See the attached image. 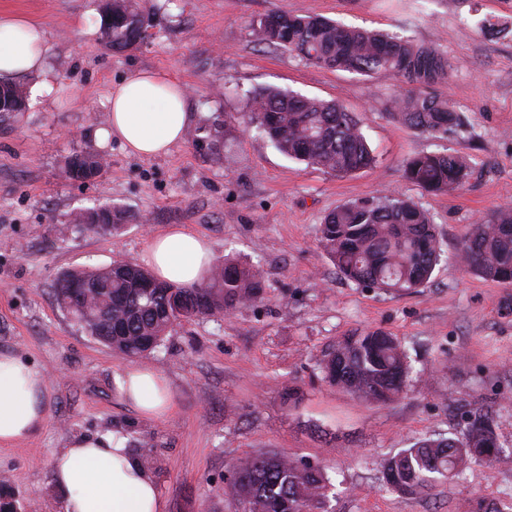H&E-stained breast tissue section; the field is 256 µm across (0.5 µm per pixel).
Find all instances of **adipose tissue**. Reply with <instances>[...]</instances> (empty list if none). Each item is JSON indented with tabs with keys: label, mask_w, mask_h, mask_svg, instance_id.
<instances>
[{
	"label": "adipose tissue",
	"mask_w": 512,
	"mask_h": 512,
	"mask_svg": "<svg viewBox=\"0 0 512 512\" xmlns=\"http://www.w3.org/2000/svg\"><path fill=\"white\" fill-rule=\"evenodd\" d=\"M49 50L42 25L0 13V76L32 77L28 92L34 101L54 81ZM109 103L108 126L96 131V138L116 140L139 157L167 155L183 141L191 119L185 87L156 72L125 79ZM211 259L209 242L178 225L152 236L144 255L156 278L184 288L203 281ZM112 381L119 400L142 417L162 418L174 410L169 382L154 368L134 362L116 370ZM46 387L43 373L14 352L0 350V445H15L45 428ZM50 474L63 493L62 512H166L154 477L115 432L73 437L53 457Z\"/></svg>",
	"instance_id": "1"
}]
</instances>
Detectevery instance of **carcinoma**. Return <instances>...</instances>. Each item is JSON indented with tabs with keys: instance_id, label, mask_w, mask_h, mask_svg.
I'll return each instance as SVG.
<instances>
[{
	"instance_id": "1",
	"label": "carcinoma",
	"mask_w": 512,
	"mask_h": 512,
	"mask_svg": "<svg viewBox=\"0 0 512 512\" xmlns=\"http://www.w3.org/2000/svg\"><path fill=\"white\" fill-rule=\"evenodd\" d=\"M150 15L137 0H112V16L100 26L104 46L114 52L139 48ZM255 41L294 53L330 70L381 75L413 87L390 101L393 116L411 129L437 137L456 134L463 125L448 97L431 92L450 77L448 58L438 50L394 34L340 25L320 16L274 11L251 24ZM27 95L15 83L0 81V122L26 109ZM250 122L285 156L337 176L376 163L359 120L342 104L264 87L250 99ZM98 156L76 153L67 162L71 179L98 174ZM404 178L429 193L465 186L472 174L457 153H422L402 162ZM128 221L121 208L94 206L72 214L70 225L96 231L100 224L119 231ZM319 246L336 274L362 288L395 294L428 287L440 261V245L431 215L412 199L392 191L342 204L319 229ZM466 268L488 280L512 283V208L497 210L472 225L459 248ZM83 285L75 296L71 281ZM265 283L257 266L229 256L218 263L209 282L183 288L159 281L123 259L112 270L68 271L54 283L57 302L76 324L113 351L131 358L156 351L173 325L195 318H216L263 300ZM322 380L366 403H384L404 391L410 365L402 342L381 331L345 336L321 362ZM464 439H426L384 463L387 484L403 494L431 491L434 484L476 458L497 460L492 418L466 414ZM332 483L318 466L276 452L262 453L234 467L224 495L241 512H328Z\"/></svg>"
}]
</instances>
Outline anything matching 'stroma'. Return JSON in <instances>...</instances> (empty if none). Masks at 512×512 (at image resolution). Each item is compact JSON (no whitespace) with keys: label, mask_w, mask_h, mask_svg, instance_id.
Returning a JSON list of instances; mask_svg holds the SVG:
<instances>
[{"label":"stroma","mask_w":512,"mask_h":512,"mask_svg":"<svg viewBox=\"0 0 512 512\" xmlns=\"http://www.w3.org/2000/svg\"><path fill=\"white\" fill-rule=\"evenodd\" d=\"M102 0H0L45 26L57 74L41 103L0 122V349L47 378L49 420L36 436L0 446V476L17 512H61L53 456L77 434L122 433L146 461L167 512H238L224 495L233 465L276 451L321 466L335 493L330 512H497L512 503V284L483 279L458 260L475 222L512 207V37L485 35L484 20L512 23V0H149L150 36L121 54L99 39ZM285 10L436 48L451 65L441 91L466 118L464 132L431 138L389 113L400 84L324 69L254 42L250 23ZM152 70L183 84L191 128L232 114L224 162L192 138L163 157L98 146L112 87ZM273 86L336 100L358 117L373 168L339 177L287 158L248 124L250 92ZM100 151L90 183L66 178L76 151ZM455 152L473 172L457 192L407 182L411 155ZM390 190L432 216L444 251L432 283L395 295L340 279L318 246L336 206ZM123 207L109 235L60 230L73 211ZM172 225L199 234L214 258L259 266L261 302L221 321L175 326L145 357L167 378L172 415L146 419L119 401L115 369L129 360L89 336L56 302L53 283L74 269L122 258L141 263L152 235ZM380 329L405 345L411 373L398 400L365 404L321 379L323 354L342 336ZM303 400L289 407L285 388ZM491 411L504 459L475 460L431 493L387 487L383 462L429 437L463 439L465 411Z\"/></svg>","instance_id":"obj_1"}]
</instances>
